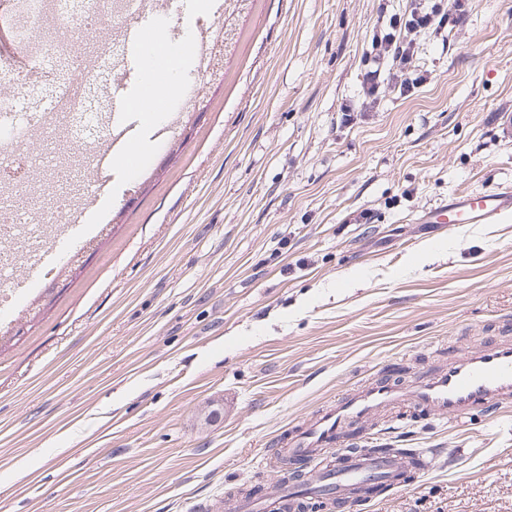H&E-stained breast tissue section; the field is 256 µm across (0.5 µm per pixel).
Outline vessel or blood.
Instances as JSON below:
<instances>
[{
	"instance_id": "1",
	"label": "vessel or blood",
	"mask_w": 512,
	"mask_h": 512,
	"mask_svg": "<svg viewBox=\"0 0 512 512\" xmlns=\"http://www.w3.org/2000/svg\"><path fill=\"white\" fill-rule=\"evenodd\" d=\"M131 5L134 19L114 44L112 69L119 80L105 97L110 133L91 165V176L85 180L95 196L112 172L129 178L138 174L132 149L141 137L128 118L156 109L155 92L169 79L168 58L194 60L205 46L201 35L177 44L165 37L160 18L170 7L168 0H131ZM447 212V224L452 229L512 219V187L454 194ZM405 402L433 419L446 421L512 406V342L482 345L407 388L376 378L361 380L347 395L292 427L276 448V456L287 459L289 468H305L306 484L295 487L277 481L260 497L234 499V512H285L288 503L302 493L344 503L377 481L404 486V473L410 464H417L422 472L430 470L435 455L429 450L416 451L410 458L398 453L348 454L333 468L317 464L330 449L345 445L351 425L367 422L387 407Z\"/></svg>"
}]
</instances>
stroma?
Returning a JSON list of instances; mask_svg holds the SVG:
<instances>
[{
	"mask_svg": "<svg viewBox=\"0 0 512 512\" xmlns=\"http://www.w3.org/2000/svg\"><path fill=\"white\" fill-rule=\"evenodd\" d=\"M223 3L221 75L182 78L201 89L188 139L112 178L111 234L77 238L69 288L0 342V512H227L356 382L408 386L512 341V220L454 237L429 221L512 186V0H469L461 34L420 38L425 83L350 121L378 6L407 0ZM0 9V59L43 82L17 0ZM36 185L8 199L39 224L60 187ZM358 445L436 458L348 512H512V412L402 404Z\"/></svg>",
	"mask_w": 512,
	"mask_h": 512,
	"instance_id": "stroma-1",
	"label": "stroma"
}]
</instances>
